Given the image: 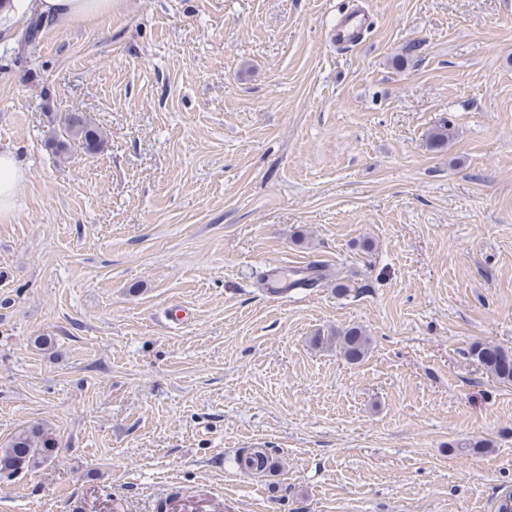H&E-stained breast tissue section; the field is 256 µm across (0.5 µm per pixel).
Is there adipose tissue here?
Returning <instances> with one entry per match:
<instances>
[{
    "label": "adipose tissue",
    "instance_id": "obj_1",
    "mask_svg": "<svg viewBox=\"0 0 512 512\" xmlns=\"http://www.w3.org/2000/svg\"><path fill=\"white\" fill-rule=\"evenodd\" d=\"M112 0H0V19L12 23L40 17L51 25L75 20L93 21L111 14ZM25 171L15 153L0 149V219L13 216L22 206Z\"/></svg>",
    "mask_w": 512,
    "mask_h": 512
}]
</instances>
